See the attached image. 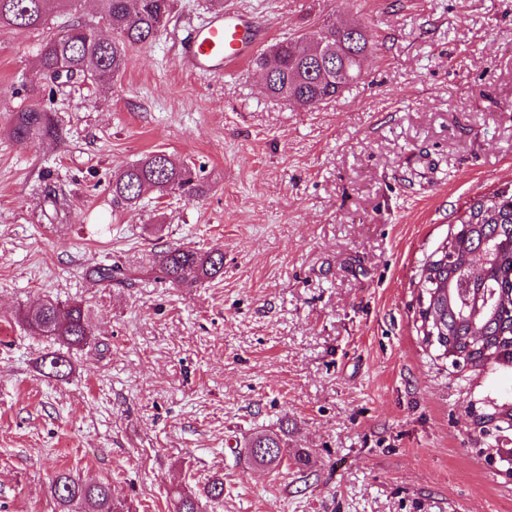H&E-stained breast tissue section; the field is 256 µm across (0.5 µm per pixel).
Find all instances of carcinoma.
<instances>
[{
	"label": "carcinoma",
	"mask_w": 512,
	"mask_h": 512,
	"mask_svg": "<svg viewBox=\"0 0 512 512\" xmlns=\"http://www.w3.org/2000/svg\"><path fill=\"white\" fill-rule=\"evenodd\" d=\"M69 0H0V28H44L54 10ZM102 21L112 29V39L97 40L94 28L77 20L48 34L38 49V72L58 79L80 78L91 83L111 80L125 65L128 50L145 45L169 24L175 0H97ZM368 30L356 22L325 19L315 30L279 40L254 58L266 73L268 94L303 110L329 103L361 77L360 60L372 51ZM9 134L17 140H57L61 130L32 88L29 103L13 111ZM112 207L130 208L152 191L164 196L180 192L196 196L203 184L189 167L164 152L149 153L116 170L110 183ZM491 251L490 262L478 268L469 264L477 250ZM155 264L172 284L212 280L224 274V252H201L181 245L155 254ZM87 279L104 286L125 280L116 264H95L85 270ZM418 316L422 335L437 336L435 348L448 352L468 368L488 364L512 366V187L482 193L467 203L456 217L448 239L429 254L422 265ZM27 330L51 337L69 347L86 343L91 330L80 303L45 301L23 316ZM483 327V345L489 351L471 350L473 324ZM41 367L58 377L71 370L69 359L56 352L43 356ZM248 448H271L261 456L250 454L259 466L280 460L285 442L274 432H259ZM59 512H124L112 499L111 487L87 483L66 471L50 482ZM224 497V480L208 481L200 492L178 491L171 512H197V497Z\"/></svg>",
	"instance_id": "obj_1"
}]
</instances>
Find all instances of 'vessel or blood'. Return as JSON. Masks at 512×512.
<instances>
[{
	"mask_svg": "<svg viewBox=\"0 0 512 512\" xmlns=\"http://www.w3.org/2000/svg\"><path fill=\"white\" fill-rule=\"evenodd\" d=\"M261 43L252 19L243 11L227 9L188 30L180 41V60L188 70L217 74L225 65L246 62Z\"/></svg>",
	"mask_w": 512,
	"mask_h": 512,
	"instance_id": "vessel-or-blood-1",
	"label": "vessel or blood"
}]
</instances>
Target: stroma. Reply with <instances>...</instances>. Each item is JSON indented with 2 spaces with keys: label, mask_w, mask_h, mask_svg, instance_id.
<instances>
[{
  "label": "stroma",
  "mask_w": 512,
  "mask_h": 512,
  "mask_svg": "<svg viewBox=\"0 0 512 512\" xmlns=\"http://www.w3.org/2000/svg\"><path fill=\"white\" fill-rule=\"evenodd\" d=\"M268 42L326 18L375 50L334 102L269 97L251 63L201 74L178 39L211 14L180 0L110 84L41 88L63 139L16 141L47 30L98 24L72 0L48 29H0V512H57L60 471L109 483L130 512L224 480L199 512H512L477 416L512 370L458 369L425 346L421 266L474 196L512 184V0H223ZM195 168L202 195L112 206L115 169L150 152ZM55 199H48V189ZM169 244L224 253V273L173 284ZM119 264L125 282L82 271ZM82 304L92 336L63 350L18 323ZM72 371L46 377L45 353ZM261 431L288 454H244ZM286 443L280 435L274 432H259L248 442L249 455L251 460L259 466H271L280 460ZM252 448H262L256 450L259 453L265 448H274L271 453H264L259 456L253 453Z\"/></svg>",
  "instance_id": "35a3bbf8"
}]
</instances>
